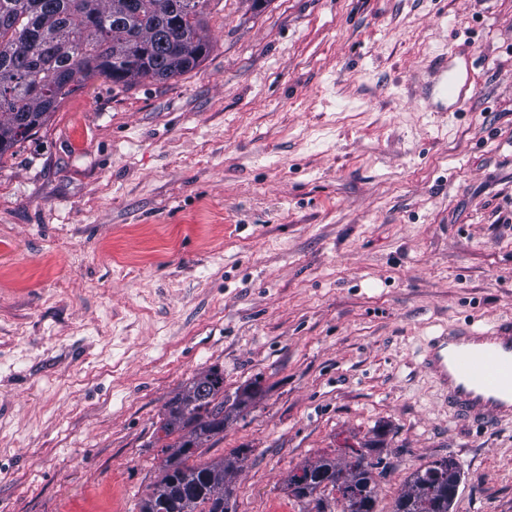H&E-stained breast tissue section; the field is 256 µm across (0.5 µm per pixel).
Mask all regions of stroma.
<instances>
[{
  "label": "stroma",
  "instance_id": "35a3bbf8",
  "mask_svg": "<svg viewBox=\"0 0 512 512\" xmlns=\"http://www.w3.org/2000/svg\"><path fill=\"white\" fill-rule=\"evenodd\" d=\"M193 71L68 95L0 158V512H139L165 404L260 393L230 512H300L296 469L367 448L376 512L453 459L451 512H512V421L420 366L512 319V0H208ZM472 70L463 105L442 67Z\"/></svg>",
  "mask_w": 512,
  "mask_h": 512
}]
</instances>
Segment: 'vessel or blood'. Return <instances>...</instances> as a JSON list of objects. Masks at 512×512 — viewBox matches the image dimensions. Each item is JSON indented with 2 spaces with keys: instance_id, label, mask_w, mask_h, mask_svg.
Listing matches in <instances>:
<instances>
[{
  "instance_id": "obj_1",
  "label": "vessel or blood",
  "mask_w": 512,
  "mask_h": 512,
  "mask_svg": "<svg viewBox=\"0 0 512 512\" xmlns=\"http://www.w3.org/2000/svg\"><path fill=\"white\" fill-rule=\"evenodd\" d=\"M422 365L459 420L485 428L512 420V321L446 329L428 338Z\"/></svg>"
}]
</instances>
